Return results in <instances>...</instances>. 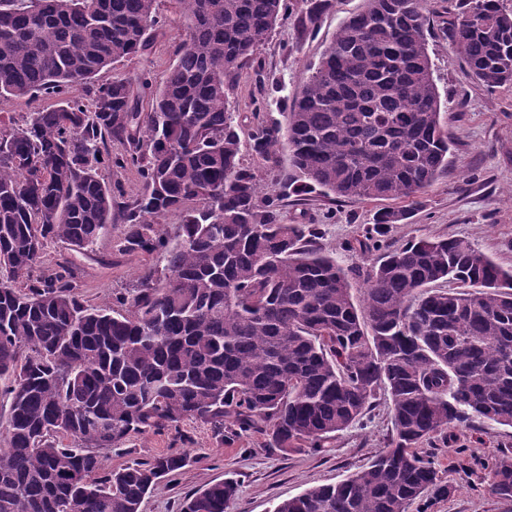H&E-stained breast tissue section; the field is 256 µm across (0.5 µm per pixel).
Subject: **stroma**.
<instances>
[{
  "mask_svg": "<svg viewBox=\"0 0 512 512\" xmlns=\"http://www.w3.org/2000/svg\"><path fill=\"white\" fill-rule=\"evenodd\" d=\"M364 0H334L317 30L298 35L301 0H288V10L272 37L262 46L260 67L244 66L229 91V108L240 123L242 159L256 164L248 142L253 123L279 117L308 82L313 67L336 34L341 20L362 9ZM459 0H430L433 31L429 51L434 77L448 110L443 120L453 142L447 173L426 192L409 220L392 225L388 243L399 246L419 237H464L491 254L503 267H512V85L488 88L472 78L460 55L438 38L447 13L456 12ZM159 26L149 49L135 59L101 71L98 82L136 79L147 73L163 77L175 64L184 20L173 0H158ZM257 165V164H256ZM105 179L119 183L121 199L112 209V230L93 250L79 253L67 243L51 242L48 262L71 261L80 271V294L85 304L111 303L114 294L135 284L140 270L153 265L146 254L123 256L117 245L124 229L121 210L125 200L141 189L133 169L104 170ZM382 201L351 200L332 206L326 197L313 194L302 204H288V223L302 220L321 225L322 245L335 251L343 265L364 267L374 254L347 250L362 225L371 223ZM391 432V405L381 398L365 426L337 434L326 451L304 448L284 452L265 445L257 433L217 443L209 426L187 422L179 430L147 433L131 438L127 450L107 453L106 470L135 460H147L172 450L187 452L190 462L178 475L146 498L141 512H177L188 494L210 482L231 477L238 490L227 512H273L277 503L308 488L337 483L365 467L386 446ZM512 453V429L495 426L485 435L468 427L451 431L448 447L430 449L429 455L451 492L438 498L425 494L427 512H512V499L494 494L488 469L501 453Z\"/></svg>",
  "mask_w": 512,
  "mask_h": 512,
  "instance_id": "1",
  "label": "stroma"
}]
</instances>
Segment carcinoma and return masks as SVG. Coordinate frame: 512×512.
Segmentation results:
<instances>
[{"label": "carcinoma", "mask_w": 512, "mask_h": 512, "mask_svg": "<svg viewBox=\"0 0 512 512\" xmlns=\"http://www.w3.org/2000/svg\"><path fill=\"white\" fill-rule=\"evenodd\" d=\"M176 2L185 33L165 77L96 85L101 70L148 50L156 0H0V100L60 97L77 84L92 93L89 107L65 98L20 122L0 118V512H141L189 456L105 471L106 452L133 435L194 421L221 444L259 433L270 448L322 452L382 395L386 449L274 512H408L427 490L448 496L420 447L475 418L512 428V268L461 237L414 238L347 268L323 248L321 225L281 220L291 195L404 202L348 244L365 254L448 170L429 0H364L285 122L252 126L257 158L288 153L280 191L266 196L259 170L241 161L228 95L287 0ZM332 7L303 0L300 27ZM441 36L480 83L512 84L503 0H462ZM114 138L128 145L118 157ZM112 167L142 182L124 206L119 252L157 265L90 307L73 265L43 269L45 248L85 250L108 232L122 189L100 172ZM176 211L170 238L160 224ZM490 487L512 498V455L498 457ZM236 492L231 478L207 483L179 512H226Z\"/></svg>", "instance_id": "cac0c4a2"}]
</instances>
